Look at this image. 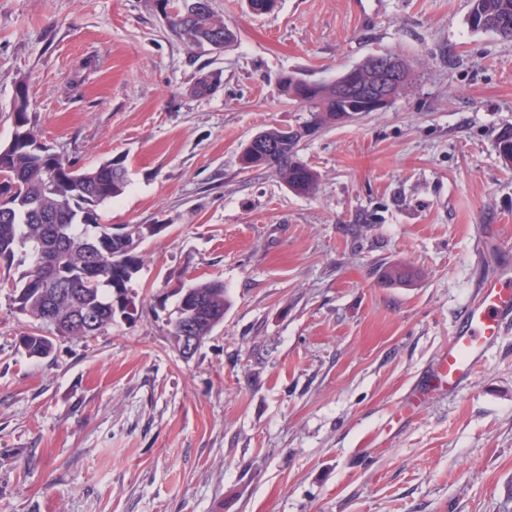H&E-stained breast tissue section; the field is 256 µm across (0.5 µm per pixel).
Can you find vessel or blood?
Masks as SVG:
<instances>
[{
    "instance_id": "obj_1",
    "label": "vessel or blood",
    "mask_w": 512,
    "mask_h": 512,
    "mask_svg": "<svg viewBox=\"0 0 512 512\" xmlns=\"http://www.w3.org/2000/svg\"><path fill=\"white\" fill-rule=\"evenodd\" d=\"M511 325L512 269L505 268L477 286L447 351L414 384L408 406H419L432 393L451 391L468 382L481 366L486 348L497 343Z\"/></svg>"
}]
</instances>
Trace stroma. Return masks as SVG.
<instances>
[{
	"mask_svg": "<svg viewBox=\"0 0 512 512\" xmlns=\"http://www.w3.org/2000/svg\"><path fill=\"white\" fill-rule=\"evenodd\" d=\"M245 4L212 0L236 34L213 50L160 0H0V143L25 80L42 143L125 158L104 222L162 227L134 318L48 357L19 350L33 321L0 288V512H512V327L467 384L395 416L512 263V41L469 27L471 0ZM390 53L410 71L394 102L302 143L314 193L243 169L257 132L306 118L281 76ZM213 279L230 306L183 357L181 292Z\"/></svg>",
	"mask_w": 512,
	"mask_h": 512,
	"instance_id": "35a3bbf8",
	"label": "stroma"
}]
</instances>
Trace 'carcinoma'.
Listing matches in <instances>:
<instances>
[{"label": "carcinoma", "instance_id": "obj_1", "mask_svg": "<svg viewBox=\"0 0 512 512\" xmlns=\"http://www.w3.org/2000/svg\"><path fill=\"white\" fill-rule=\"evenodd\" d=\"M198 0H162L173 8L172 24L184 40L203 44L215 34L228 44L235 32L224 26L210 0L196 7ZM471 28L496 32L512 39V0H472L467 17ZM346 75L327 83H310L292 74L281 78V92L309 113L306 121L288 127L273 126L257 133V142L244 146L240 161L248 170L275 172L288 189L297 194L312 193L319 174L298 157L301 141L320 128L353 116L356 100L336 94ZM14 121L28 138L0 144V262H14L17 254L30 258L27 269L15 280L0 271V286L15 293L18 309L40 324L54 327L56 335L88 338L112 324L116 316L130 318L135 306L129 296L130 283L139 272L142 257L139 243L161 231L159 224H128L114 228L102 223L99 212L104 203L123 194L127 167L109 158L93 168H82L70 158L35 147L37 136L29 98L14 104ZM495 148L507 168H512V128L504 129ZM36 245L54 262L46 270ZM229 305L221 281H205L182 292L179 318L173 326L176 342L181 328L203 342L213 328L224 321ZM53 319L47 321L45 314ZM19 347L30 357H46L54 340L34 328L18 338Z\"/></svg>", "mask_w": 512, "mask_h": 512}]
</instances>
